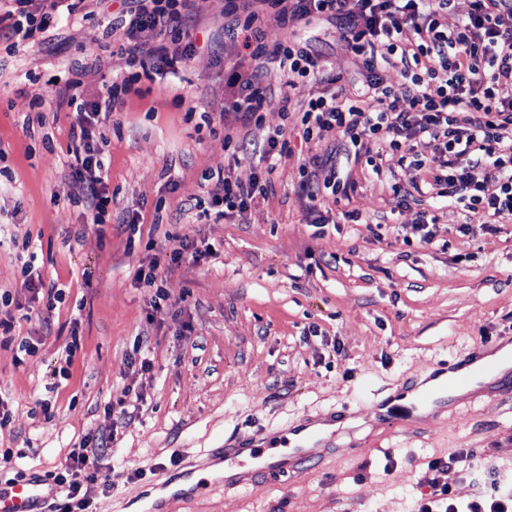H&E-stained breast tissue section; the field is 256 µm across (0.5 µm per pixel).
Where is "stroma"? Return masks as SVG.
<instances>
[{"instance_id":"obj_1","label":"stroma","mask_w":512,"mask_h":512,"mask_svg":"<svg viewBox=\"0 0 512 512\" xmlns=\"http://www.w3.org/2000/svg\"><path fill=\"white\" fill-rule=\"evenodd\" d=\"M90 8V18L57 30L49 45L10 54L0 44V164L12 173L0 187V292L32 313L16 333L36 348L22 358L0 347V396L11 410L0 430V479L64 467L85 439L109 432L110 407L121 398L132 421L94 461L90 494L100 510L144 492L138 471L174 458L197 462L224 440L284 433L342 409L359 428L355 440L316 453L308 472L261 477L238 491L209 482L169 512H410L427 462L455 450L466 456L441 480L457 500L479 493L475 475L512 472V398H466L446 417L391 428L371 412L405 379L512 337V222L462 233L460 209L435 193L403 205L391 189L390 157L381 176L353 171L350 205L367 223H339L329 203L317 227L297 192L308 152L295 132L271 194L221 220L198 217L189 201L205 170L221 164L245 183L260 170L259 155L225 149V132L259 142L283 124L274 109L259 128L221 113L224 67L235 53L224 46V0H210L193 31L198 52L133 97L99 144L114 203L112 225L98 231L68 203L77 190L67 153L75 117L58 107L56 85L72 65L98 60L79 90L91 100L124 69L106 34L118 0ZM299 35L351 89L361 87L357 59L331 24L311 20ZM36 93L45 101L39 113L29 107ZM133 217L142 241L132 247L125 221ZM424 222L432 243L406 245ZM177 235L203 251L200 263L168 264ZM26 240L42 281L64 293L48 327L34 318L42 300L22 286L18 245ZM155 261L168 295L157 307L134 279ZM75 335L82 347L68 365ZM139 342L151 369L130 360ZM50 386L57 402L47 418L35 402Z\"/></svg>"}]
</instances>
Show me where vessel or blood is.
<instances>
[{"instance_id": "obj_1", "label": "vessel or blood", "mask_w": 512, "mask_h": 512, "mask_svg": "<svg viewBox=\"0 0 512 512\" xmlns=\"http://www.w3.org/2000/svg\"><path fill=\"white\" fill-rule=\"evenodd\" d=\"M483 358V352L477 351L425 377L406 379L399 397L374 401L375 414L381 422L393 424L421 409L444 411L457 391L474 384L484 372ZM317 436L311 423L305 422L289 427L284 437L269 434L248 443L228 440L210 452L206 464L232 470L227 485L243 487L260 476L301 471L312 460L308 447ZM151 486L156 495L144 512H165L168 499L187 498L198 490L194 484L174 483L163 468L154 471ZM57 492V487L41 476L24 475L0 483V512H47L45 505Z\"/></svg>"}]
</instances>
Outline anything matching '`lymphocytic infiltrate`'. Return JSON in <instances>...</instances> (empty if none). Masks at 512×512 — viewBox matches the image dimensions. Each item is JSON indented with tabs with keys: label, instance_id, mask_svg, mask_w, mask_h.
I'll list each match as a JSON object with an SVG mask.
<instances>
[{
	"label": "lymphocytic infiltrate",
	"instance_id": "1",
	"mask_svg": "<svg viewBox=\"0 0 512 512\" xmlns=\"http://www.w3.org/2000/svg\"><path fill=\"white\" fill-rule=\"evenodd\" d=\"M85 0H0V42L14 52V40L45 43L61 17L83 9ZM113 18L121 31L118 50L129 69L117 77L106 96L80 98L82 79L96 62L71 66V79L58 89L59 105L73 109L68 148L70 169L78 186L71 204L86 223L105 225L112 198L109 166L98 147L115 112L129 95H141V85L154 82L175 62L196 52L191 35L205 14L207 0H124ZM452 0H224V38L242 46L239 61L224 71V109L243 125H257L269 107L289 114L291 97H274L263 79L265 64H277L289 87L311 85L316 94L301 106L297 118L306 142L338 140L342 158L328 162L312 155L298 165L297 187L308 212L326 201L339 205V220L362 224L366 218L348 201L356 189L354 167L378 174L385 154L395 155L400 168L416 167L429 176L427 186L440 189L467 217L512 221V0H470V11L454 30L442 18ZM274 18L283 38L270 39L267 18ZM322 18L336 24L361 64L365 88L351 94L343 76L322 56L298 40L302 24ZM396 69L400 88L386 85L385 68ZM430 138L443 146L440 158L427 161L413 155L410 143ZM258 150L267 167L249 182L234 177L224 165L205 171L203 195L194 207L201 215L223 218L243 211L249 202L273 189L276 165L288 156V129L266 135ZM328 167L318 177L320 167ZM496 192H488V185ZM112 434L72 453L66 467L52 474L60 494L49 512H89V490L98 481L92 457L112 445ZM463 452L427 463L429 488L416 512H512V481L493 475L481 495L467 502L453 498L440 473L459 463Z\"/></svg>",
	"mask_w": 512,
	"mask_h": 512
}]
</instances>
